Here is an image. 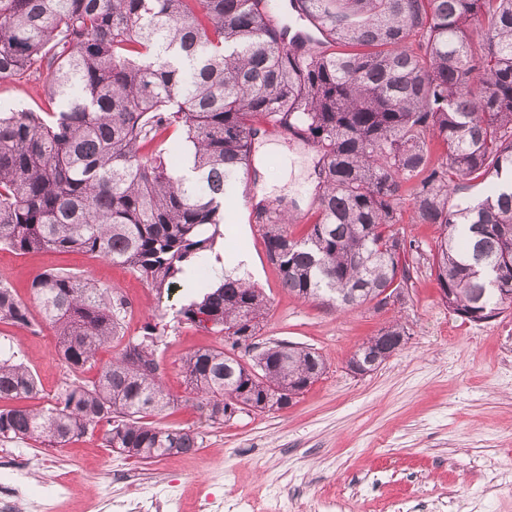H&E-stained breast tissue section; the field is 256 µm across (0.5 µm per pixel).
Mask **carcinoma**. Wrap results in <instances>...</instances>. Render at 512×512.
<instances>
[{
	"instance_id": "cac0c4a2",
	"label": "carcinoma",
	"mask_w": 512,
	"mask_h": 512,
	"mask_svg": "<svg viewBox=\"0 0 512 512\" xmlns=\"http://www.w3.org/2000/svg\"><path fill=\"white\" fill-rule=\"evenodd\" d=\"M0 0V79H44L52 120L0 113V246L82 251L170 290L212 248L224 205L274 130L319 156L316 218L300 238L291 209L254 203L282 288L338 307L410 288L402 259L403 200L436 226L429 266L460 316L492 318L512 304V0ZM441 145L433 159L431 142ZM480 180L486 194L451 202ZM57 352L77 372L119 337L129 300L89 275L47 270L31 284ZM261 289L225 276L201 284L181 320L220 336H255ZM0 322L35 326L0 281ZM142 334L91 383L66 382L50 408H0V441L62 447L99 425L104 444L157 460L199 448L194 432L157 427L174 403L156 349ZM393 321L354 356L376 370ZM196 405L212 425L285 409L325 371L290 342L248 361L224 348L186 356ZM38 393L19 356H0V400Z\"/></svg>"
}]
</instances>
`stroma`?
<instances>
[{
    "label": "stroma",
    "mask_w": 512,
    "mask_h": 512,
    "mask_svg": "<svg viewBox=\"0 0 512 512\" xmlns=\"http://www.w3.org/2000/svg\"><path fill=\"white\" fill-rule=\"evenodd\" d=\"M50 109L38 80H0V111ZM267 139L279 143L282 155L301 158L298 172L286 176L281 156L270 157L264 174L284 178L269 200L297 204L299 222L291 232L302 236L314 218L318 157L299 140L276 132ZM215 246L225 263L210 267L211 278L247 279L267 298L259 342L308 345L323 355L326 370L288 408L214 426L202 418L181 370L188 353L224 344L223 337L180 321L192 281L159 294L130 269L83 253L18 254L0 247V280L25 302H32L31 283L44 270L87 273L129 298L125 339L139 336L147 319L166 324L158 360L176 403L155 422L193 431L199 442L192 461L177 456L148 465L104 447L97 430L61 448L0 442V451L29 461L31 498L45 497L78 468L84 496L58 502L57 512H101V497L124 499L133 484L143 502L160 496L190 508L200 501L208 512H341L347 500L357 501L361 512H512V307L485 322L464 320L442 303L424 260L412 270L404 304L395 307L340 311L300 300L282 288L258 227L237 199L225 207ZM242 253L250 265L237 264ZM395 319L410 333L406 347L371 374L351 375L347 363L357 347ZM56 342L48 325L31 331L0 322V353L24 352L43 406L72 378ZM126 471L132 482H123Z\"/></svg>",
    "instance_id": "stroma-1"
}]
</instances>
